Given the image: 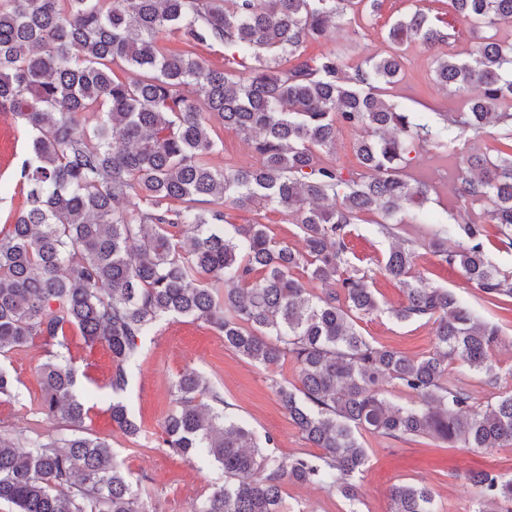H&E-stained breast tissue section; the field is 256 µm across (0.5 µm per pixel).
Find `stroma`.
<instances>
[{
	"mask_svg": "<svg viewBox=\"0 0 512 512\" xmlns=\"http://www.w3.org/2000/svg\"><path fill=\"white\" fill-rule=\"evenodd\" d=\"M420 8L431 17L451 21L452 14L442 0H383L373 19H345L341 28L317 41L309 42L306 53L316 56L330 49L343 50L351 65L357 66L368 57L385 53L387 32L402 14ZM476 44L467 34L449 45L428 51L420 44H409L403 52L400 81L387 89L389 99L402 101L415 111L459 112L460 97L438 89L432 80L436 55L457 54L471 58ZM221 141L212 157L215 166L249 167L258 158L238 132L224 128L212 119ZM28 155L26 137L20 121L11 113L0 111V229L10 224L23 206L26 187L19 175ZM452 159L434 150L415 153L410 171L435 187L428 206L447 209L449 223H464L481 217L487 205L483 202H457L448 174L454 171ZM231 220L236 224L260 222L269 226L275 237L294 249L304 243L297 225L287 213L267 208L261 211L235 210ZM373 215H365L355 225L350 239V262L367 270L371 286L386 310L403 300L401 289L387 279L379 264L391 244V238L378 232ZM437 231L433 224H400L396 236L416 255V268L433 287L454 291L479 318L499 325L502 344L491 357L499 376L497 384L485 382L484 374L457 366L455 373L471 390L477 404L496 400L512 391V319L504 318L483 293L467 286L458 269L442 262L429 246ZM359 327L372 343L394 348L411 357L427 354L432 348V326L423 321L399 323L385 313L365 318ZM65 355L77 370V388L92 406L85 420L86 433L106 440L121 466L129 471L149 512H192L199 496L223 484L224 472L216 463L204 458H183L164 448L161 443L162 422L174 400V383L187 369L201 373L209 386L224 399L226 411L242 421L257 436L272 435L275 455L288 458L314 454L312 447L298 432L282 408L275 383H297L293 360L265 367L253 363L227 349L224 338L210 325L189 318L161 320L140 342V354L131 368L129 385L123 394L134 419L140 423L139 437L130 438L112 423L110 376L112 358L102 346L87 347L79 332H70ZM51 345L37 338L26 347L0 357V367L17 380L14 397L0 399V429L19 437L35 434L58 435L60 423L38 414L36 403L41 396L38 373L47 360ZM364 444L369 460L356 481L360 499L352 503L328 493L321 485L288 483L283 497L288 512H389V489L402 482L428 485L434 493L437 512H473L477 490L469 481L473 471L491 470L512 473V447L491 450L454 448L429 438L392 440L368 435Z\"/></svg>",
	"mask_w": 512,
	"mask_h": 512,
	"instance_id": "1",
	"label": "stroma"
}]
</instances>
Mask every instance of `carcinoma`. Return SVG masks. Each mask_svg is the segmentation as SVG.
<instances>
[{
    "label": "carcinoma",
    "instance_id": "carcinoma-1",
    "mask_svg": "<svg viewBox=\"0 0 512 512\" xmlns=\"http://www.w3.org/2000/svg\"><path fill=\"white\" fill-rule=\"evenodd\" d=\"M450 3L477 44L469 60L435 59V86L465 101L455 115L383 98V87L400 81L406 43L433 49L459 35L418 8L389 28L390 51L352 68L340 50L308 57L303 47L349 11L378 13L382 0H0V110L21 120L29 141L26 199L0 230V356L35 338L65 348L71 330L106 347L111 419L132 438L141 430L120 393L140 338L159 321L202 320L225 347L266 367L292 358L300 385L281 384L277 394L319 455L267 453L224 410H200L204 395L224 404L200 373L176 380L162 445L224 469V485L194 512H283L288 481L353 501L366 433L512 446V392L480 407L450 370L460 362L495 384L489 356L499 326L426 284L409 248H392L381 267L404 294L388 310L347 258L360 214H380L391 235L410 211L419 224L440 225L434 253L512 317V274L489 261L485 227L498 225L512 248V42L485 35L512 23V0ZM170 37L186 50L172 53ZM214 44L232 49L239 69L196 52ZM87 112L97 115L92 128ZM213 115L245 135L256 165L213 166ZM342 127L365 131L356 172L322 160ZM489 128L500 131L493 158L474 147ZM424 147L454 160L455 195L488 202V220L450 224L447 212L425 207L430 187L407 172L409 154ZM253 205L293 216L304 251L266 224L229 220L228 210ZM382 312L432 323L429 353L412 358L370 343L358 321ZM39 381L38 413L68 434L27 437L23 451L0 432V502L16 512H146L110 445L84 434L88 408L70 360L52 354ZM392 383L407 394L404 404L385 399ZM472 482L474 512L512 503V474L477 471ZM389 499L390 512H436L423 485L395 484Z\"/></svg>",
    "mask_w": 512,
    "mask_h": 512
}]
</instances>
